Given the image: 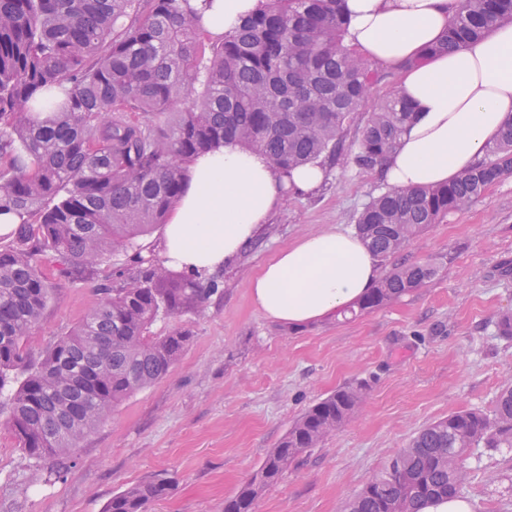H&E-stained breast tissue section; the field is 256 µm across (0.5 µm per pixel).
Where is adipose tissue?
Instances as JSON below:
<instances>
[{"label": "adipose tissue", "mask_w": 512, "mask_h": 512, "mask_svg": "<svg viewBox=\"0 0 512 512\" xmlns=\"http://www.w3.org/2000/svg\"><path fill=\"white\" fill-rule=\"evenodd\" d=\"M259 5L260 0H213L202 28L212 38L222 37ZM458 8L459 0H345L347 44L396 71L400 96L416 109L382 166L394 188L456 179L512 121V22L452 52L430 51ZM325 177L317 164L279 174L264 155L235 142L200 154L168 215L165 259L191 274L223 266L280 203L283 189L307 192ZM380 277L378 259L360 237L327 230L279 253L251 288L267 316L301 327L356 304Z\"/></svg>", "instance_id": "obj_1"}]
</instances>
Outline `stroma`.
Listing matches in <instances>:
<instances>
[{
    "label": "stroma",
    "instance_id": "stroma-1",
    "mask_svg": "<svg viewBox=\"0 0 512 512\" xmlns=\"http://www.w3.org/2000/svg\"><path fill=\"white\" fill-rule=\"evenodd\" d=\"M309 193L286 191L266 224L229 265L214 270L218 293L204 311L160 317L153 336L188 332L168 374L124 400L71 452L62 472L17 446L0 412V512H103L114 493L158 476L171 494L151 512H224L267 453L311 404L365 380L362 406L320 447L289 465L260 495L256 512H343L370 474L421 427L471 408L491 411L512 384V176L470 207L448 214L401 258L435 262L421 288L356 316L331 313L301 329L268 318L251 281L275 255L308 234L350 232L382 174L342 162ZM109 257L89 281H60L41 326L24 340L39 359L95 307L99 284L131 274ZM459 495L473 512H512V449L477 448Z\"/></svg>",
    "mask_w": 512,
    "mask_h": 512
}]
</instances>
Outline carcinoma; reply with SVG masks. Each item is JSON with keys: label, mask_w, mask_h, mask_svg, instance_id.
Here are the masks:
<instances>
[{"label": "carcinoma", "mask_w": 512, "mask_h": 512, "mask_svg": "<svg viewBox=\"0 0 512 512\" xmlns=\"http://www.w3.org/2000/svg\"><path fill=\"white\" fill-rule=\"evenodd\" d=\"M341 2L264 0L240 28L212 39L191 0H0V213L19 219L0 246V396L30 458L79 447L126 398L166 375L188 335L151 336L149 326L189 305L202 309L219 290L141 256L140 240L166 222L200 154L237 142L283 174L341 160L345 131L383 78L345 42ZM504 21L512 0H462L437 49ZM413 117L410 103L388 96L370 113L353 164L380 168ZM508 176L512 122L453 183L371 197L355 233L386 259ZM115 252L131 253L134 274L99 288L85 321L28 360L24 340L56 288L43 260L56 257L59 277L81 280ZM438 273L433 264L393 266L350 312L386 306ZM367 391L345 385L308 407L224 512H254L260 493L341 428ZM478 447L512 448V385L488 413H451L420 428L347 512H421L455 496ZM173 487L163 476L138 483L113 494L104 512H149Z\"/></svg>", "instance_id": "obj_1"}]
</instances>
